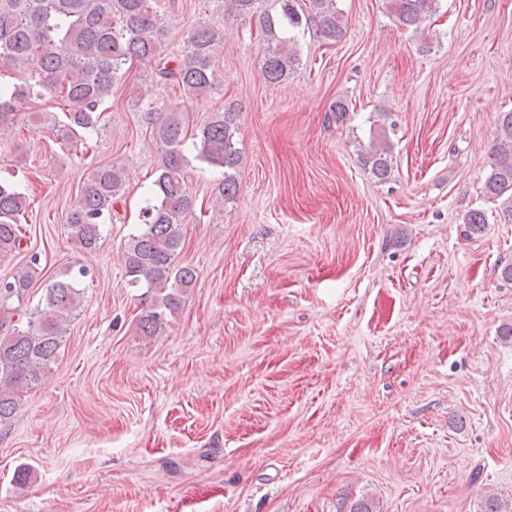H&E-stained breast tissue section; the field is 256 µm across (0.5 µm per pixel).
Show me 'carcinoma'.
<instances>
[{"label":"carcinoma","instance_id":"1","mask_svg":"<svg viewBox=\"0 0 512 512\" xmlns=\"http://www.w3.org/2000/svg\"><path fill=\"white\" fill-rule=\"evenodd\" d=\"M260 0H231L240 16L260 14L267 42L262 72L268 82L288 79L299 65L297 50L289 36L302 19L313 20L320 36L331 43L343 35L337 0H283L281 10L259 12ZM439 0H388V9L404 25L416 30L438 9ZM168 25L156 0H0V68L20 71V83L0 82V130L20 121L43 118L58 139L69 141L84 134L99 137L104 103L126 65L148 59L157 81L174 82L188 97L216 90L214 60L223 49L222 32L198 25L187 32L180 58L164 55ZM59 98L63 112L22 116L34 99ZM152 135L161 150L158 175L145 194L140 224L130 234L123 253L129 285L142 288L143 310L138 329L144 336L157 334L167 317L182 305L194 287L197 272L178 263L184 247L183 225L193 200L186 187V173L194 159L224 169L216 202L234 200L237 183L233 174L239 161L234 102L213 112L200 124L190 120L183 105L168 103L146 113ZM377 113L368 145L359 161L379 183L392 180L394 144L386 122ZM490 172L483 189L497 202L505 223H512V112L499 118V136L490 156ZM125 169L115 165L97 167L83 181L78 202L65 217L68 235L84 250L96 248L102 226L112 220V209L125 193ZM26 195L14 184L0 182V255L20 248V216L29 208ZM37 273V257L0 281V425L11 422L24 393L39 384L55 363L66 337L67 325L81 304L84 278L89 269L70 267L45 287L31 313L21 310ZM27 317L26 325L13 323L14 316ZM12 325L3 332V327Z\"/></svg>","mask_w":512,"mask_h":512}]
</instances>
